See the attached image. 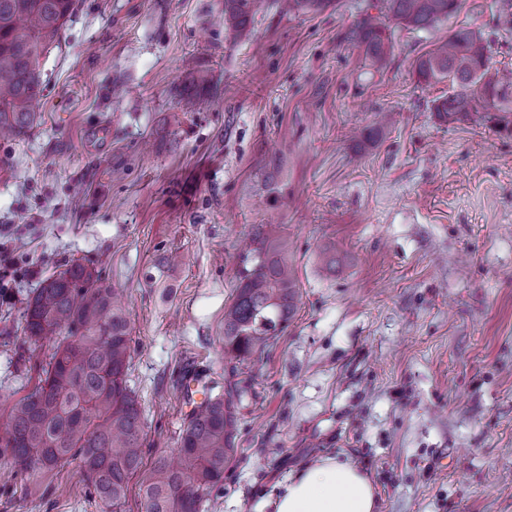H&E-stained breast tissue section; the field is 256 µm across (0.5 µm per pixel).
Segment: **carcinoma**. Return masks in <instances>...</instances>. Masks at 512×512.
Listing matches in <instances>:
<instances>
[{
    "label": "carcinoma",
    "instance_id": "1",
    "mask_svg": "<svg viewBox=\"0 0 512 512\" xmlns=\"http://www.w3.org/2000/svg\"><path fill=\"white\" fill-rule=\"evenodd\" d=\"M288 10L321 11L332 0H282ZM384 19L367 15L350 40L375 63L385 60L390 37L384 20L423 30L451 17L458 0H380ZM265 0H224V23L243 33ZM74 0H0V140L27 134L41 92L39 59L58 42ZM481 33L457 27L422 56L420 79H448L453 92L436 105L451 120L507 101L488 65ZM254 247L240 256L236 296L224 310V350L247 362L287 327L298 299V280L286 242L259 225ZM26 339L52 341L40 361L38 382L0 417V460L10 464L30 491L54 470L76 464L88 492L107 512H124L129 483L137 480L143 512H207L221 489L224 464L234 452L237 402L247 389L234 366L224 393L193 403L176 445L178 462L164 454L144 463V422L128 382L131 336L115 289L93 268L72 261L43 280L21 312Z\"/></svg>",
    "mask_w": 512,
    "mask_h": 512
}]
</instances>
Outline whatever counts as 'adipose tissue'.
Returning a JSON list of instances; mask_svg holds the SVG:
<instances>
[{"mask_svg": "<svg viewBox=\"0 0 512 512\" xmlns=\"http://www.w3.org/2000/svg\"><path fill=\"white\" fill-rule=\"evenodd\" d=\"M275 512H378L370 479L352 464L324 457L289 479Z\"/></svg>", "mask_w": 512, "mask_h": 512, "instance_id": "adipose-tissue-1", "label": "adipose tissue"}]
</instances>
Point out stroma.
I'll use <instances>...</instances> for the list:
<instances>
[{
    "mask_svg": "<svg viewBox=\"0 0 512 512\" xmlns=\"http://www.w3.org/2000/svg\"><path fill=\"white\" fill-rule=\"evenodd\" d=\"M373 2L272 4L238 36L224 0H75L40 59L34 127L0 140V404L38 380L27 293L76 260L123 290L146 453L176 456L175 381L230 371L224 309L253 225L270 224L299 299L243 367L208 512H273L322 456L365 472L379 512H512V108L448 120V82L416 75L459 26L512 71V30L502 0H459L431 28L390 25L377 64L348 39ZM380 112L394 121L371 133ZM46 485L24 495L0 460V512H102L75 466Z\"/></svg>",
    "mask_w": 512,
    "mask_h": 512,
    "instance_id": "1",
    "label": "stroma"
}]
</instances>
